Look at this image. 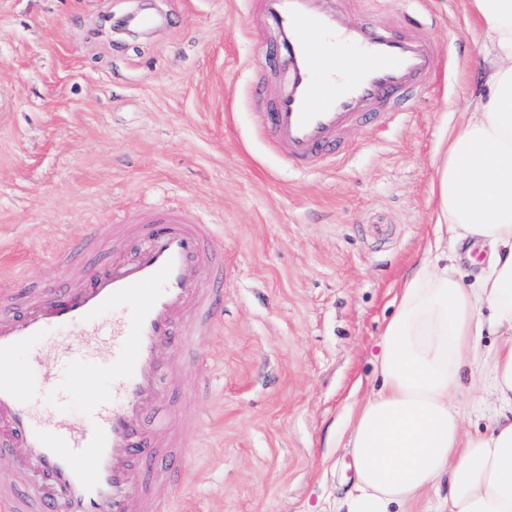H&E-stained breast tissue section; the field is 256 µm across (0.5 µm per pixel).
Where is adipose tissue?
<instances>
[{
  "instance_id": "ef3b65f1",
  "label": "adipose tissue",
  "mask_w": 512,
  "mask_h": 512,
  "mask_svg": "<svg viewBox=\"0 0 512 512\" xmlns=\"http://www.w3.org/2000/svg\"><path fill=\"white\" fill-rule=\"evenodd\" d=\"M467 10L485 40L480 89L442 143L433 236L382 328L380 383L349 409L355 480L336 512H421L437 483L448 493L428 512H512V0ZM470 247L487 263L465 283ZM479 366L494 420L466 436L468 408L451 395Z\"/></svg>"
}]
</instances>
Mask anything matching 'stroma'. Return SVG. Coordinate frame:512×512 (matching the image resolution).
Masks as SVG:
<instances>
[{
    "mask_svg": "<svg viewBox=\"0 0 512 512\" xmlns=\"http://www.w3.org/2000/svg\"><path fill=\"white\" fill-rule=\"evenodd\" d=\"M155 7L153 34L107 17ZM432 17L444 78L392 125H358L336 166L300 175L255 120L272 34L248 0H0V289L75 277L56 263L89 225L151 206H186L224 246V324L175 343L167 388L145 423L187 433V473L169 512H335L354 484L337 447L345 413L375 382L372 352L433 222L441 140L479 84L481 41L463 0H356L350 19ZM68 337L14 356L32 411L79 422L111 394L96 373L82 398L47 399L44 370ZM467 432L493 405L474 372L459 396Z\"/></svg>",
    "mask_w": 512,
    "mask_h": 512,
    "instance_id": "stroma-1",
    "label": "stroma"
}]
</instances>
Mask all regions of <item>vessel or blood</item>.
Listing matches in <instances>:
<instances>
[{
  "mask_svg": "<svg viewBox=\"0 0 512 512\" xmlns=\"http://www.w3.org/2000/svg\"><path fill=\"white\" fill-rule=\"evenodd\" d=\"M283 57L261 130L291 170L308 174L341 161L348 126L389 121L405 95L447 70L445 50L416 16L397 28L349 21L348 0H252ZM352 48L339 58L321 38ZM143 244L131 260L83 266L84 283L0 290V512H163L184 466L173 432L148 436L142 422L160 394V358L173 337L190 344L214 335L224 315V248L210 225L185 208H154L124 220ZM211 284L196 276L202 264ZM72 341L64 361L78 364L85 343L104 341L98 362L112 376V398L80 422L46 429L29 410L14 355L44 336ZM32 465L38 482L14 480Z\"/></svg>",
  "mask_w": 512,
  "mask_h": 512,
  "instance_id": "vessel-or-blood-1",
  "label": "vessel or blood"
}]
</instances>
